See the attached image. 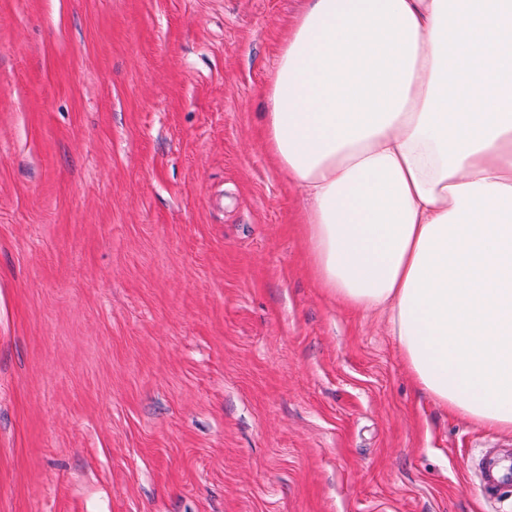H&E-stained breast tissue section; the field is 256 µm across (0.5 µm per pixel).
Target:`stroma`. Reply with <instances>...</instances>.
Returning <instances> with one entry per match:
<instances>
[{
  "mask_svg": "<svg viewBox=\"0 0 512 512\" xmlns=\"http://www.w3.org/2000/svg\"><path fill=\"white\" fill-rule=\"evenodd\" d=\"M304 5L0 0V512H512V431L313 275L262 120ZM499 464V461L489 459L483 466V487L486 491L512 484V469L510 472H503Z\"/></svg>",
  "mask_w": 512,
  "mask_h": 512,
  "instance_id": "stroma-1",
  "label": "stroma"
}]
</instances>
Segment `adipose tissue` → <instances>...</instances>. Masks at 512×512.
Here are the masks:
<instances>
[{
  "mask_svg": "<svg viewBox=\"0 0 512 512\" xmlns=\"http://www.w3.org/2000/svg\"><path fill=\"white\" fill-rule=\"evenodd\" d=\"M266 103L317 280L389 311L420 393L512 431V0H309Z\"/></svg>",
  "mask_w": 512,
  "mask_h": 512,
  "instance_id": "adipose-tissue-1",
  "label": "adipose tissue"
}]
</instances>
